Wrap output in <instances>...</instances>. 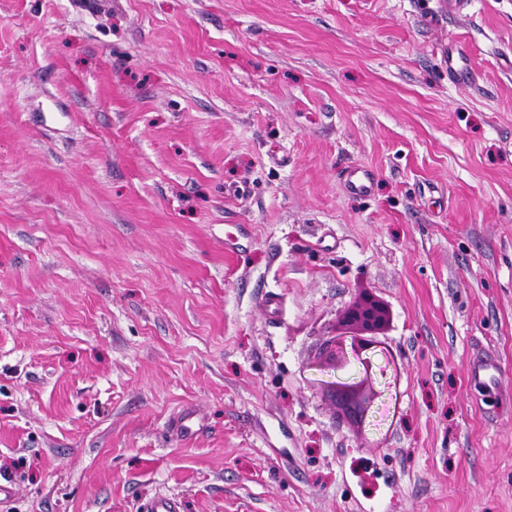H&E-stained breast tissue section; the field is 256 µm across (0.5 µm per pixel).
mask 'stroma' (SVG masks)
<instances>
[{
  "mask_svg": "<svg viewBox=\"0 0 512 512\" xmlns=\"http://www.w3.org/2000/svg\"><path fill=\"white\" fill-rule=\"evenodd\" d=\"M364 288L359 436L310 363ZM4 479L0 512H512V0H0ZM374 175L368 170L354 169L347 174V189L356 195L368 196L372 189ZM471 378L483 386H495L501 379V372L497 365L488 359H480L473 363Z\"/></svg>",
  "mask_w": 512,
  "mask_h": 512,
  "instance_id": "1",
  "label": "stroma"
}]
</instances>
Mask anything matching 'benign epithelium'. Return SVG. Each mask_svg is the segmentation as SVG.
<instances>
[{"label": "benign epithelium", "mask_w": 512, "mask_h": 512, "mask_svg": "<svg viewBox=\"0 0 512 512\" xmlns=\"http://www.w3.org/2000/svg\"><path fill=\"white\" fill-rule=\"evenodd\" d=\"M383 321L381 308L373 292L365 290L353 303L339 312L335 332L314 358L316 366L327 369L342 368L354 357L370 367L365 354L380 346L379 327ZM326 397L337 405L341 413L363 426L374 403V390L370 375L355 382H340L328 387Z\"/></svg>", "instance_id": "benign-epithelium-1"}]
</instances>
